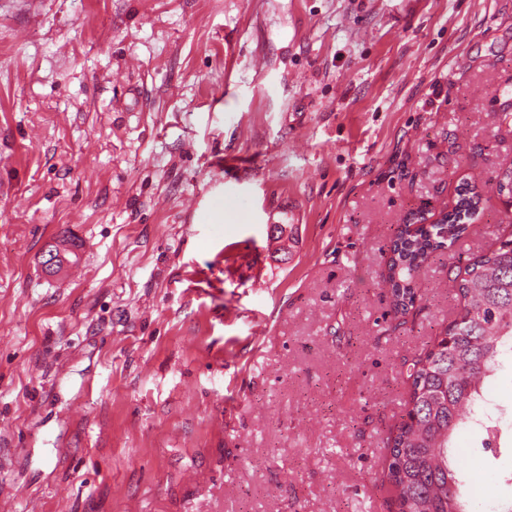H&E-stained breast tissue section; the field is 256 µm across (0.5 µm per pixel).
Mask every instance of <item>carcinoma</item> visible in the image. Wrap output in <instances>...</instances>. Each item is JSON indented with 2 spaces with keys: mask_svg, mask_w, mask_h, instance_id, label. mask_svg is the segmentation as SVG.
Listing matches in <instances>:
<instances>
[{
  "mask_svg": "<svg viewBox=\"0 0 512 512\" xmlns=\"http://www.w3.org/2000/svg\"><path fill=\"white\" fill-rule=\"evenodd\" d=\"M482 188L469 182L444 224H405L390 241L384 281L393 309L405 314L418 298L416 277L432 254L462 237L482 209ZM462 301L458 316L407 364L406 414L387 438L386 480L396 512H470L465 483L450 461L456 431L468 422L494 449L499 422L486 418L484 384L512 353V235L451 279Z\"/></svg>",
  "mask_w": 512,
  "mask_h": 512,
  "instance_id": "1",
  "label": "carcinoma"
}]
</instances>
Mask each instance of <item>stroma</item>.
Wrapping results in <instances>:
<instances>
[{
    "label": "stroma",
    "instance_id": "1",
    "mask_svg": "<svg viewBox=\"0 0 512 512\" xmlns=\"http://www.w3.org/2000/svg\"><path fill=\"white\" fill-rule=\"evenodd\" d=\"M507 81L512 0H0L7 512H393L404 364L512 212ZM467 181L395 314L397 227ZM502 445L453 443L474 512ZM483 201L482 188L466 182L459 188L458 198L448 211L447 223L429 224L428 227L419 224L414 233L410 229L413 224H404L397 229L390 241L392 256L384 275L393 297L395 314H406L414 306L419 296L416 283L419 270L432 254L449 248V238L455 242L467 232L479 216Z\"/></svg>",
    "mask_w": 512,
    "mask_h": 512
}]
</instances>
